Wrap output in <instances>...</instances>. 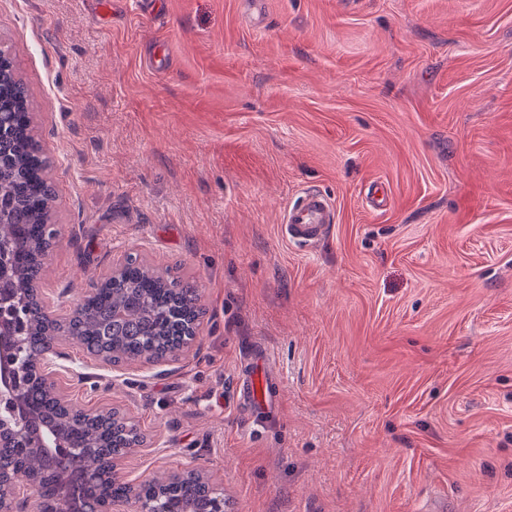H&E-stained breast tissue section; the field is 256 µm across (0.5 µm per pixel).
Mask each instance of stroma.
I'll return each mask as SVG.
<instances>
[{"label": "stroma", "mask_w": 512, "mask_h": 512, "mask_svg": "<svg viewBox=\"0 0 512 512\" xmlns=\"http://www.w3.org/2000/svg\"><path fill=\"white\" fill-rule=\"evenodd\" d=\"M102 2L0 0V52L57 189L56 315L130 256L206 310L176 361L65 349L68 398L145 435L124 481L192 459L225 512H512V0ZM307 189L336 215L303 246ZM334 222L333 201L316 190L302 192L288 206L283 219L286 236L299 245L320 241Z\"/></svg>", "instance_id": "1"}]
</instances>
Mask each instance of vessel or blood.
<instances>
[{
  "instance_id": "b4317fda",
  "label": "vessel or blood",
  "mask_w": 512,
  "mask_h": 512,
  "mask_svg": "<svg viewBox=\"0 0 512 512\" xmlns=\"http://www.w3.org/2000/svg\"><path fill=\"white\" fill-rule=\"evenodd\" d=\"M334 221L332 200L316 190L302 192L289 205L283 219L286 236L300 245L320 241Z\"/></svg>"
}]
</instances>
